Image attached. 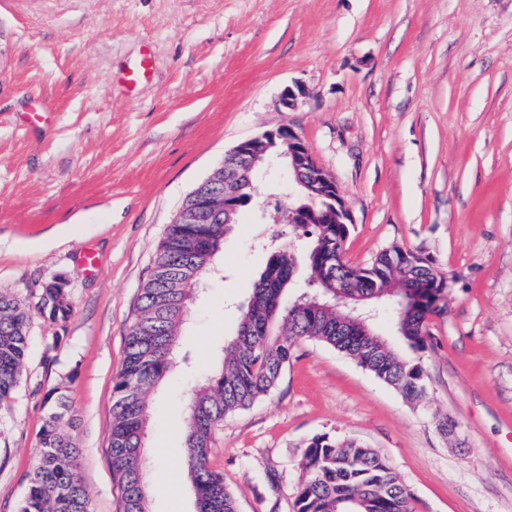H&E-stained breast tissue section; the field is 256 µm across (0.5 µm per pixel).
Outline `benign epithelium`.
Instances as JSON below:
<instances>
[{"label": "benign epithelium", "mask_w": 512, "mask_h": 512, "mask_svg": "<svg viewBox=\"0 0 512 512\" xmlns=\"http://www.w3.org/2000/svg\"><path fill=\"white\" fill-rule=\"evenodd\" d=\"M308 94L309 91L300 84L289 86L282 93V102L289 109L296 108ZM280 141L288 144V158L294 169L292 183L307 188L313 199L323 197L332 200L333 209L338 213L336 223H352L350 211L335 181L317 164L300 135L289 126L266 131L229 150L220 166L205 180L207 184L218 182L220 190L215 193L193 191L192 196L196 197V202L179 210L176 223L209 224L212 221L211 213L216 208L222 207L226 212L236 208L235 197L241 179L251 180L260 166L276 158L270 149Z\"/></svg>", "instance_id": "obj_1"}]
</instances>
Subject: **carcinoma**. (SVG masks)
Here are the masks:
<instances>
[{"label": "carcinoma", "instance_id": "cac0c4a2", "mask_svg": "<svg viewBox=\"0 0 512 512\" xmlns=\"http://www.w3.org/2000/svg\"><path fill=\"white\" fill-rule=\"evenodd\" d=\"M217 223L171 224L141 288L125 341L123 366L115 382L108 457L117 478L122 512H149L141 488L146 460L141 447L144 421L150 420L149 396L172 368L184 317L164 316L168 284L179 281L185 303L198 295L206 276L216 270L224 239L215 229H230L237 214L220 209ZM294 228L310 236L299 254L273 250L251 285L237 331L224 342L223 356L212 375L190 397L184 421L183 467L195 495L197 512H238L224 473L209 465L215 434L224 419L268 395L288 366L295 341L323 343L356 360L366 371L410 401L427 394L425 373L411 355L428 349L427 319L436 311L447 281L434 263L394 245L369 266L344 260L348 224H305ZM309 276L305 296L285 301L298 262ZM414 288L428 302L409 308L402 289ZM372 306V317L390 306L396 333L405 351L380 335L365 336L353 323V307ZM38 309L62 324L72 314L68 289L43 288ZM29 306L15 293L0 291V404L12 399L21 380L29 348ZM72 407L62 396L41 430L40 450L29 474L21 512H89L87 493L75 475L79 449L68 429ZM303 477L295 496L296 512H413L410 494L384 456L356 441L323 433L303 451Z\"/></svg>", "mask_w": 512, "mask_h": 512}]
</instances>
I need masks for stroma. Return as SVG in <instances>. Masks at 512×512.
I'll return each instance as SVG.
<instances>
[{"instance_id":"35a3bbf8","label":"stroma","mask_w":512,"mask_h":512,"mask_svg":"<svg viewBox=\"0 0 512 512\" xmlns=\"http://www.w3.org/2000/svg\"><path fill=\"white\" fill-rule=\"evenodd\" d=\"M147 53L149 78L129 88ZM297 83L309 96L283 107ZM281 125L336 181L348 262L400 245L446 274L420 359L428 394L408 401L298 341L275 389L225 418L211 467L239 512H294L302 452L329 433L384 455L413 512H512V0H0V289L32 310L0 405V512H20L52 391L72 405L90 512H121L107 448L139 291L191 191ZM255 187L222 279L188 311L183 361L150 395L151 512H196L190 482L170 479L186 404L268 261L259 239L298 244L266 203L287 200V172L263 169ZM57 277L73 307L62 326L37 309Z\"/></svg>"}]
</instances>
